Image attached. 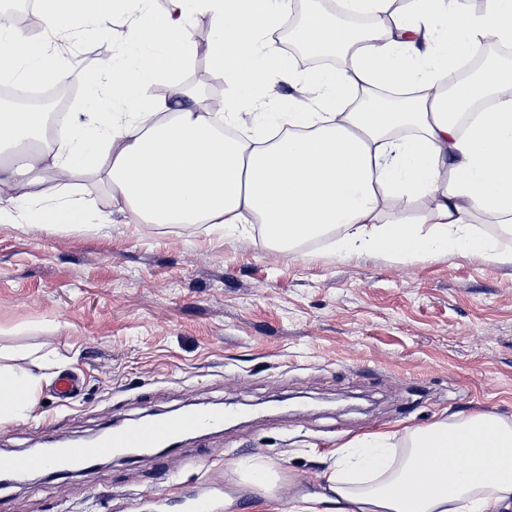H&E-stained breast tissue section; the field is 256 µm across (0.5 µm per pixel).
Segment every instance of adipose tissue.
<instances>
[{"instance_id": "1", "label": "adipose tissue", "mask_w": 512, "mask_h": 512, "mask_svg": "<svg viewBox=\"0 0 512 512\" xmlns=\"http://www.w3.org/2000/svg\"><path fill=\"white\" fill-rule=\"evenodd\" d=\"M291 0H39L54 35L89 25L104 29L117 14L134 18L117 63L91 74L94 99L112 110L91 124L68 114L53 141H40L44 113L0 109V220L13 217L10 192L19 173L48 167L59 187L94 167L112 200L150 224L222 225L225 235L259 223L272 251L334 235L348 257L369 252L393 262L433 255L512 265V251L472 228L478 215L496 217L512 235V67H487L475 80L446 90L450 65L486 43L512 46V0H488L478 15L462 0H344L351 14L370 17L362 36L318 17L302 30L314 50L350 53L342 69L298 72L271 42ZM194 14L210 21L219 68L234 91L224 110L208 112L180 84L197 52L188 27ZM57 54L24 35L0 11V81L42 84L59 72ZM301 84L306 104L281 97L274 119L287 135L266 143L217 133L239 127L247 103L272 80ZM164 82L169 96L149 89ZM414 88L399 107H349L358 91ZM492 100L463 118L461 108ZM398 200L393 220L380 207ZM431 225L406 215L415 204ZM29 223L45 228L88 226L70 202L24 206ZM39 381L17 371L0 376V422L29 416ZM396 433H371L338 450L321 491L298 496L291 512H512V424L493 415L438 422L405 431L409 453L394 458Z\"/></svg>"}]
</instances>
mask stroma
<instances>
[{
    "mask_svg": "<svg viewBox=\"0 0 512 512\" xmlns=\"http://www.w3.org/2000/svg\"><path fill=\"white\" fill-rule=\"evenodd\" d=\"M17 197L85 207L90 229L0 222V367L40 376L29 418L0 424V457L49 435L190 403L251 417L152 459L109 461L9 487L8 512H265L244 463L276 475L283 512L336 451L372 432L493 414L512 423V266L437 255L393 263L290 251L210 224H148L112 205L100 174L60 191L30 172ZM77 376L62 403L59 377Z\"/></svg>",
    "mask_w": 512,
    "mask_h": 512,
    "instance_id": "stroma-1",
    "label": "stroma"
}]
</instances>
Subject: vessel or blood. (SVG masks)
Listing matches in <instances>:
<instances>
[{"mask_svg":"<svg viewBox=\"0 0 512 512\" xmlns=\"http://www.w3.org/2000/svg\"><path fill=\"white\" fill-rule=\"evenodd\" d=\"M223 421V410L214 408H197L160 419L139 420L101 432L89 443L53 440L47 453L0 460V469L17 475L38 469H54L64 473L126 451L148 458L157 448L176 444L183 437L222 424Z\"/></svg>","mask_w":512,"mask_h":512,"instance_id":"obj_1","label":"vessel or blood"}]
</instances>
